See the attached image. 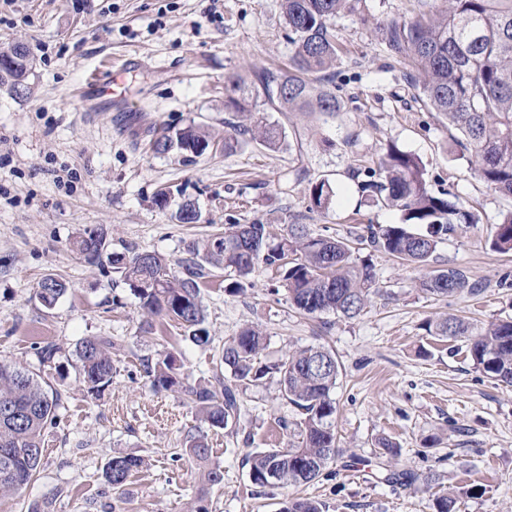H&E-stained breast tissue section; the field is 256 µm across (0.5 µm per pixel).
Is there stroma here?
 Instances as JSON below:
<instances>
[{
  "label": "stroma",
  "mask_w": 512,
  "mask_h": 512,
  "mask_svg": "<svg viewBox=\"0 0 512 512\" xmlns=\"http://www.w3.org/2000/svg\"><path fill=\"white\" fill-rule=\"evenodd\" d=\"M445 0H357L333 21L341 47L333 68L343 109L331 116L278 112L252 93L254 117L279 122L285 138L270 150L244 140L227 154L194 161L154 155L158 127L200 125L223 135L225 77L287 67L291 55L282 0H0V52L24 43L35 59L29 93L0 87V362L50 381L62 399L43 437L33 479L0 496V512H187L206 493L209 512H278L289 498L311 497L325 512H435L436 493L453 489L456 512H512V387L477 370L466 338L429 335L426 319L457 315L482 327L512 318V253L487 241L512 198L480 179L460 133L422 101L414 70L387 50L382 29L445 9ZM131 60L120 94L94 96L93 78ZM418 157L430 191L456 193L479 223L438 243L429 268L465 272L476 293L425 294L427 268L372 253L378 285L360 316L298 314L275 271L256 267L237 295L212 269L202 290L211 341L198 345L168 320L144 330L139 301L110 264H91L70 241L83 227L103 229L106 252H156L176 262L190 242L227 224L298 222L316 234L355 239L373 224L398 223L399 211L362 202L354 170L375 165L388 144ZM329 179L336 196L310 211L304 181ZM163 186L181 188L201 212L180 224L152 203ZM69 290L53 308L35 296L47 275ZM265 336L270 364L290 347L322 345L342 371L333 396L339 454L298 488L253 484L245 458L286 447L299 410L276 379L240 396L237 431L210 427L165 393H154L145 365L175 353L192 382L210 380L225 341L243 327ZM92 336L112 337V383L87 393L75 350ZM54 343V361L39 349ZM205 436L223 482L202 491L186 453ZM401 449V468L435 474L408 489L378 478L368 459L377 438ZM140 456L147 465L121 491L104 478L108 460Z\"/></svg>",
  "instance_id": "stroma-1"
}]
</instances>
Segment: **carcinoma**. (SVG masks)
<instances>
[{
	"label": "carcinoma",
	"instance_id": "1",
	"mask_svg": "<svg viewBox=\"0 0 512 512\" xmlns=\"http://www.w3.org/2000/svg\"><path fill=\"white\" fill-rule=\"evenodd\" d=\"M350 0H284L288 40L293 46L288 71L254 73L268 103L278 112H318L332 116L342 108L330 69L338 58L339 45L331 20L349 6ZM387 48L409 58L417 71L416 87L426 104L448 120L462 135L463 147L477 166L479 177L501 195L512 197V0H448V10L428 19L393 20L383 28ZM250 84L241 75L224 80L226 105L239 113L241 121L224 135V152L239 145V136L249 135L266 148L284 138L277 125L253 120L240 97ZM212 134L201 126L168 128L151 142L157 155L172 152L197 155V148L212 149ZM360 191L377 205L394 207L401 222L379 230L367 227L357 242L383 251L410 264L427 266L438 240L463 224L477 223L471 211L427 188L426 170L416 156L388 146L377 168L364 171ZM309 210L327 211L334 191L326 179L308 181ZM171 205L153 198L161 210L174 209L182 224H195L201 214L196 203L175 190ZM104 232L83 228L72 241V250L94 263L101 259ZM491 250L512 252V210L502 214L490 241ZM353 247L346 239L316 235L305 224H289L283 234L271 235L269 225L229 224L224 231L194 241L188 257L171 268L156 252L111 253L107 260L120 273L124 285L139 300L147 327L161 319L177 321L188 337L205 345L210 338L203 327L201 288L206 267L223 268L235 279L224 285V293L242 290V280L262 264L279 273L288 288L290 304L301 314L314 317L332 312L352 319L361 314L375 289L371 264L356 263ZM419 288L437 297L475 293L462 270L455 267L430 271ZM69 290L68 283L49 275L37 284L36 295L46 308L53 307ZM437 336L464 337L474 366L487 377L512 386V320L475 327L462 317L450 315L428 322ZM265 335L254 326L243 328L224 343L220 368L207 384L180 376L176 357L168 353L146 365V376L155 391L173 393L179 401L213 428L238 424L240 391L277 377L282 396L301 411L295 439L286 448L255 452L246 459L253 484L259 487H289L316 480L338 454L336 448V389L341 366L323 346L288 351L277 363L264 365L260 354ZM108 337L83 340L75 350L83 384L99 392L112 382V348ZM61 401V393L50 382L38 380L28 370L0 363V493L22 490L36 474L42 460V439L48 422ZM376 444L378 467L385 480L403 486L435 476H420L396 470L398 447L387 438ZM187 454L193 459L202 482L210 488L224 480L213 463L205 437L191 440ZM144 465L135 456H114L107 462L105 477L122 487L132 472ZM279 512H323V504L309 498L288 499Z\"/></svg>",
	"mask_w": 512,
	"mask_h": 512
}]
</instances>
